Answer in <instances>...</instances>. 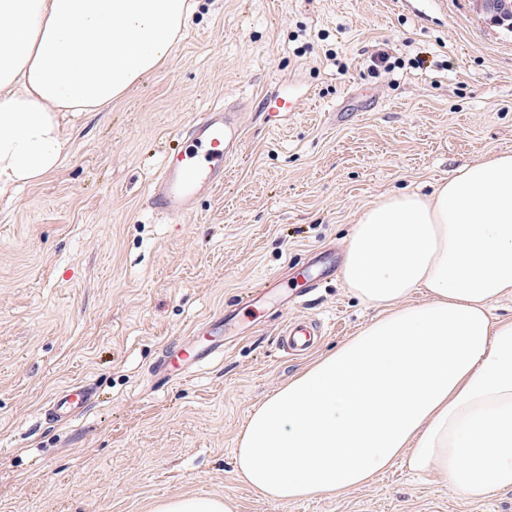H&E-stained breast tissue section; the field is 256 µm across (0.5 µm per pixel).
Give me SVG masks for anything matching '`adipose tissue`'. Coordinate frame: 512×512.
<instances>
[{"label":"adipose tissue","mask_w":512,"mask_h":512,"mask_svg":"<svg viewBox=\"0 0 512 512\" xmlns=\"http://www.w3.org/2000/svg\"><path fill=\"white\" fill-rule=\"evenodd\" d=\"M191 0H0V197L54 174L65 118L169 57ZM379 310L252 411L239 475L263 498L340 494L396 464L481 499L512 490V154L358 216L342 268ZM426 301L409 304L415 291Z\"/></svg>","instance_id":"obj_1"}]
</instances>
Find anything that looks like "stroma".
<instances>
[{"label":"stroma","mask_w":512,"mask_h":512,"mask_svg":"<svg viewBox=\"0 0 512 512\" xmlns=\"http://www.w3.org/2000/svg\"><path fill=\"white\" fill-rule=\"evenodd\" d=\"M194 3L158 70L70 118L58 172L0 199V512H152L207 494L235 512H512V490L471 500L401 464L338 497L272 502L234 463L251 411L377 314L340 274L357 216L512 153V30L474 0ZM380 49L393 72L369 71ZM222 104L243 127L224 185L172 222L148 207L150 183ZM270 277L284 298L246 322L241 293ZM218 316L223 353L163 381L158 360ZM296 318L328 329L291 359L276 344ZM81 380L90 407L47 420L49 396Z\"/></svg>","instance_id":"stroma-1"}]
</instances>
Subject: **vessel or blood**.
<instances>
[{"mask_svg":"<svg viewBox=\"0 0 512 512\" xmlns=\"http://www.w3.org/2000/svg\"><path fill=\"white\" fill-rule=\"evenodd\" d=\"M241 138L237 113L216 108L201 113L186 130L184 146L173 148L162 162L148 193V205L172 221L189 215L198 196L211 192L224 183V172L234 159ZM321 322L296 321L285 324L279 346L289 356L309 351L322 335ZM220 345H185L166 352L155 367L164 380L186 377L191 366L211 358ZM94 391L87 384H74L55 392L49 399V414L64 418L86 409Z\"/></svg>","mask_w":512,"mask_h":512,"instance_id":"1","label":"vessel or blood"}]
</instances>
